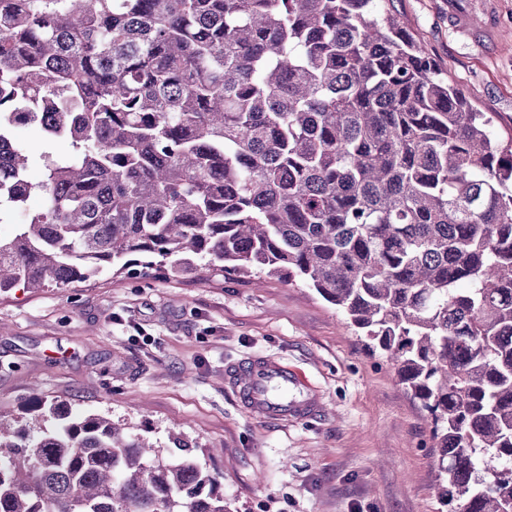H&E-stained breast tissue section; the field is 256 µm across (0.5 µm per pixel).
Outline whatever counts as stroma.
I'll use <instances>...</instances> for the list:
<instances>
[{
	"label": "stroma",
	"instance_id": "obj_1",
	"mask_svg": "<svg viewBox=\"0 0 512 512\" xmlns=\"http://www.w3.org/2000/svg\"><path fill=\"white\" fill-rule=\"evenodd\" d=\"M428 58L512 131V0H390ZM0 415L32 389L167 447L183 432L235 512H440L427 414L385 358L313 289L233 272L170 279L103 270L71 288L0 296ZM287 366L305 416L262 418L229 374Z\"/></svg>",
	"mask_w": 512,
	"mask_h": 512
}]
</instances>
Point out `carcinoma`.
Masks as SVG:
<instances>
[{"label": "carcinoma", "mask_w": 512, "mask_h": 512, "mask_svg": "<svg viewBox=\"0 0 512 512\" xmlns=\"http://www.w3.org/2000/svg\"><path fill=\"white\" fill-rule=\"evenodd\" d=\"M378 2L0 0V294L299 282L427 413L439 504L512 512V135ZM19 115L71 147L37 183ZM170 441L35 393L0 419V512H232Z\"/></svg>", "instance_id": "obj_1"}]
</instances>
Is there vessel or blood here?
<instances>
[{
    "label": "vessel or blood",
    "mask_w": 512,
    "mask_h": 512,
    "mask_svg": "<svg viewBox=\"0 0 512 512\" xmlns=\"http://www.w3.org/2000/svg\"><path fill=\"white\" fill-rule=\"evenodd\" d=\"M234 381L245 401L261 416L281 418L305 408L304 403H292L270 392L274 385L283 390L297 388L296 377L286 366L255 360L239 367L234 373Z\"/></svg>",
    "instance_id": "obj_1"
}]
</instances>
